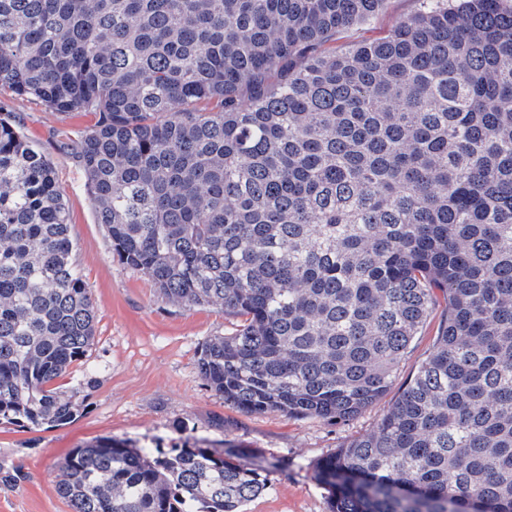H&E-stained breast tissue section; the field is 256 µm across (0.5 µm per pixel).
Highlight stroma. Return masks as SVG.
<instances>
[{
    "mask_svg": "<svg viewBox=\"0 0 512 512\" xmlns=\"http://www.w3.org/2000/svg\"><path fill=\"white\" fill-rule=\"evenodd\" d=\"M420 8L419 0H385L370 24L340 34L337 46L385 35ZM0 117L12 122L54 165L68 208L74 259L97 307L89 363L102 366L95 383L82 368L67 376L80 404L63 426L0 422V512H70L55 485L59 467L74 449L105 438L136 448L169 451L196 439L242 451L264 470L266 492L244 512H328V492L316 465L337 448L376 430L419 364L433 349L441 310H434L401 361L393 385L354 419L331 424L277 412L245 413L225 404L198 372L202 346L232 335L238 318L218 306L183 308L161 297L145 275L122 266L98 224L83 169L59 148L93 122L91 114L59 116L39 101L0 94Z\"/></svg>",
    "mask_w": 512,
    "mask_h": 512,
    "instance_id": "35a3bbf8",
    "label": "stroma"
}]
</instances>
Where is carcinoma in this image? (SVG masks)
I'll return each instance as SVG.
<instances>
[{
  "label": "carcinoma",
  "instance_id": "1",
  "mask_svg": "<svg viewBox=\"0 0 512 512\" xmlns=\"http://www.w3.org/2000/svg\"><path fill=\"white\" fill-rule=\"evenodd\" d=\"M0 0V91L57 114L126 268L240 318L201 349L224 403L345 423L433 309L377 429L317 466L329 512H512V0ZM52 162L0 119V420L60 426L96 305ZM222 448L99 441L72 512H242L267 476ZM418 0H386L383 8L370 24L355 27L337 36L336 48L361 39H373L388 33L398 22L420 8Z\"/></svg>",
  "mask_w": 512,
  "mask_h": 512
}]
</instances>
